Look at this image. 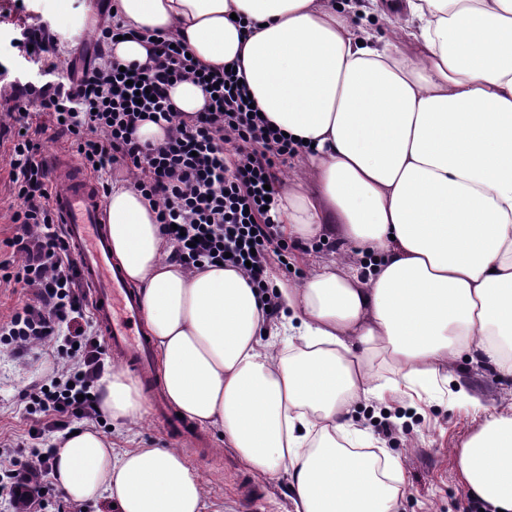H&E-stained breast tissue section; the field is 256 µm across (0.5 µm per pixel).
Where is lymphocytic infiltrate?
I'll use <instances>...</instances> for the list:
<instances>
[{
  "mask_svg": "<svg viewBox=\"0 0 512 512\" xmlns=\"http://www.w3.org/2000/svg\"><path fill=\"white\" fill-rule=\"evenodd\" d=\"M124 33L116 21L100 27L92 60L68 71L65 83L37 89L14 83L12 105L0 116V142L9 143V192L19 202L0 281L30 297L0 321V344L19 360H50L46 377L21 395L37 439L101 422L97 393L109 358L53 211L54 186L42 160L46 138L65 139L81 166L100 177L102 191L111 188L108 174L125 169L154 201L171 260L189 271L229 261L245 271L269 309L277 307L267 280L270 263L288 266L301 247L284 239L264 199L297 144L251 113L238 75L201 67L171 38L154 42L147 64L122 67L108 49ZM19 46L47 71L59 70L47 28H24ZM180 80L201 85L208 97L204 111H176L168 89ZM143 121L166 124L165 141L140 142L134 132ZM53 467L52 448L0 442V491L11 507L25 501L44 512L43 479Z\"/></svg>",
  "mask_w": 512,
  "mask_h": 512,
  "instance_id": "lymphocytic-infiltrate-1",
  "label": "lymphocytic infiltrate"
}]
</instances>
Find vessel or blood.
I'll use <instances>...</instances> for the list:
<instances>
[{
	"label": "vessel or blood",
	"mask_w": 512,
	"mask_h": 512,
	"mask_svg": "<svg viewBox=\"0 0 512 512\" xmlns=\"http://www.w3.org/2000/svg\"><path fill=\"white\" fill-rule=\"evenodd\" d=\"M45 163L56 184L52 205L61 217L78 277L90 290L94 317L113 356L145 378H153L156 354L142 326L139 295L112 257L98 183L67 156L52 155Z\"/></svg>",
	"instance_id": "vessel-or-blood-1"
}]
</instances>
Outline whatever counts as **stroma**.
<instances>
[{"label": "stroma", "mask_w": 512, "mask_h": 512, "mask_svg": "<svg viewBox=\"0 0 512 512\" xmlns=\"http://www.w3.org/2000/svg\"><path fill=\"white\" fill-rule=\"evenodd\" d=\"M82 15L106 21L105 0H24L20 5L15 0H0V68L38 86L45 82L37 67L15 45L18 25L23 21L49 23L59 33L63 59L83 65L93 49L97 31L76 25V18ZM339 258L355 263L359 252L346 244L332 249L318 242L307 252L297 253L291 269L274 264L269 271L296 283L313 267ZM45 369V363L39 361L19 366L9 351L0 347V439L28 442L31 421L21 394ZM461 386L491 405L512 407V380L499 378L491 369L464 356L456 363L454 382L389 402L387 418L374 417L371 407L365 405L357 410L360 424L403 464L407 492L401 512H463L468 502L458 483L453 450L478 425L453 396ZM108 438L119 449L152 446L180 450L200 474L211 512L292 510L287 479L270 481L245 467L231 449L225 448L220 430L196 426L191 436H171L150 413L142 421L112 429Z\"/></svg>", "instance_id": "obj_1"}]
</instances>
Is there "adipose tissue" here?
I'll return each instance as SVG.
<instances>
[{"instance_id":"adipose-tissue-1","label":"adipose tissue","mask_w":512,"mask_h":512,"mask_svg":"<svg viewBox=\"0 0 512 512\" xmlns=\"http://www.w3.org/2000/svg\"><path fill=\"white\" fill-rule=\"evenodd\" d=\"M142 63L178 35L204 66L236 64L263 117L314 149L282 181L278 222L333 231L372 265L336 261L276 280L279 319L239 269L165 259L148 200L117 182L112 253L139 288L169 403L220 430L263 477H287L293 512H399L401 460L372 451L354 407L447 382L470 354L512 378V0H114ZM100 404L141 421L138 379L113 369ZM479 422L455 449L463 491L512 512V409L458 388ZM67 499L115 512H206L174 448L116 452L92 428L59 441Z\"/></svg>"}]
</instances>
